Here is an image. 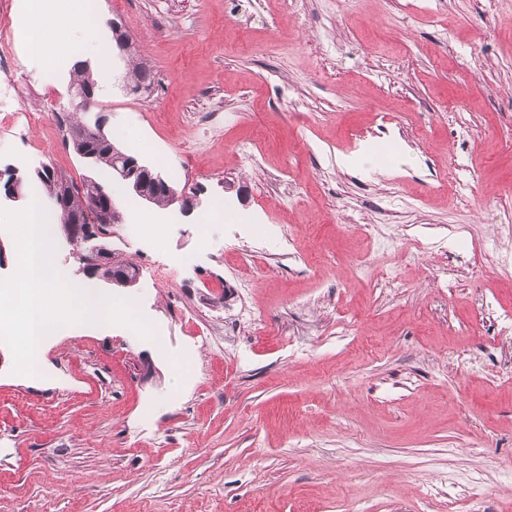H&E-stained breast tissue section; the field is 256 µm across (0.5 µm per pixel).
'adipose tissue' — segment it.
<instances>
[{
	"mask_svg": "<svg viewBox=\"0 0 512 512\" xmlns=\"http://www.w3.org/2000/svg\"><path fill=\"white\" fill-rule=\"evenodd\" d=\"M82 0H21L19 24L30 31L28 45L31 59L53 72L71 59L75 50V33L56 20L61 10L80 11Z\"/></svg>",
	"mask_w": 512,
	"mask_h": 512,
	"instance_id": "obj_1",
	"label": "adipose tissue"
}]
</instances>
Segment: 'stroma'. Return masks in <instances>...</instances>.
Masks as SVG:
<instances>
[{
  "label": "stroma",
  "mask_w": 512,
  "mask_h": 512,
  "mask_svg": "<svg viewBox=\"0 0 512 512\" xmlns=\"http://www.w3.org/2000/svg\"><path fill=\"white\" fill-rule=\"evenodd\" d=\"M89 2L155 76L101 74L114 141L224 212L118 196L153 338L0 343V512H512V0ZM19 5L0 172L82 180Z\"/></svg>",
  "instance_id": "obj_1"
}]
</instances>
